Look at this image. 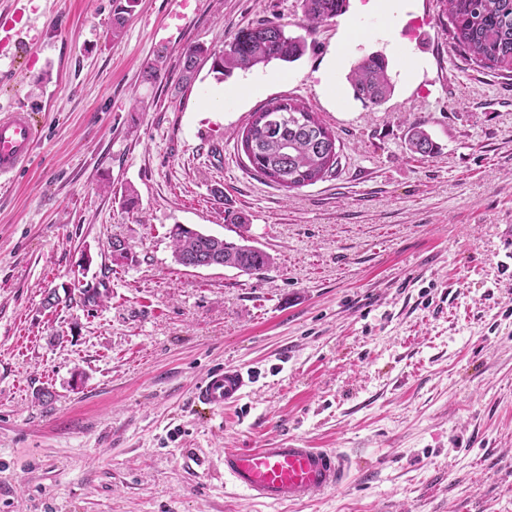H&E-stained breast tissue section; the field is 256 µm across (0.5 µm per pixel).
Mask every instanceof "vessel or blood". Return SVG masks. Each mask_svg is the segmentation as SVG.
<instances>
[{
    "label": "vessel or blood",
    "instance_id": "b4317fda",
    "mask_svg": "<svg viewBox=\"0 0 512 512\" xmlns=\"http://www.w3.org/2000/svg\"><path fill=\"white\" fill-rule=\"evenodd\" d=\"M34 142L29 112L18 109L0 119V182L13 178L30 162ZM251 380L248 369L227 365L200 382L195 398L209 410H221L237 404ZM347 468V459L336 451L304 447L295 437L284 447L224 451L225 476L263 503L310 500L340 486Z\"/></svg>",
    "mask_w": 512,
    "mask_h": 512
}]
</instances>
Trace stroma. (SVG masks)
<instances>
[{
	"label": "stroma",
	"mask_w": 512,
	"mask_h": 512,
	"mask_svg": "<svg viewBox=\"0 0 512 512\" xmlns=\"http://www.w3.org/2000/svg\"><path fill=\"white\" fill-rule=\"evenodd\" d=\"M114 6L0 0V113L36 125L31 164L0 184V512H512V70L466 60L440 0H410L400 31L418 72L366 17L332 91L319 75L345 16L311 28L300 0H139L114 38ZM267 21L304 38L298 61L221 79L204 59L185 78L183 49ZM373 53L394 84L379 106L346 80ZM221 87L236 97L204 111ZM283 98L339 152L291 191L241 148L251 113ZM416 122L432 156L408 149ZM230 212L269 269L175 262L172 225L233 240ZM117 239L132 262L114 263ZM227 365L258 373L239 405L197 406ZM292 436L348 456L344 484L262 504L225 477V449Z\"/></svg>",
	"instance_id": "stroma-1"
}]
</instances>
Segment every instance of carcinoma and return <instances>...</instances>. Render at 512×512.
<instances>
[{
    "label": "carcinoma",
    "mask_w": 512,
    "mask_h": 512,
    "mask_svg": "<svg viewBox=\"0 0 512 512\" xmlns=\"http://www.w3.org/2000/svg\"><path fill=\"white\" fill-rule=\"evenodd\" d=\"M450 24V35L456 48L465 52L475 64L489 68L512 69V0H441ZM138 0H124L112 16V35L124 28L125 15L134 11ZM304 22L310 27L321 25L347 9V0H301ZM305 52V42L286 31L285 26L264 22L238 31L224 42V50L211 54L212 70L223 76L236 69L249 70L272 60L294 62ZM208 48L197 43L183 52L182 67L187 74L195 72L198 59ZM355 98L374 105L391 95L393 83L388 61L381 54L360 61L347 77ZM299 119L288 120V127L268 129L263 119L270 106L254 112L247 123L242 145L252 168L275 184L298 189L316 183L338 164L336 135L315 113L297 102L282 100ZM409 150L430 155L435 145L422 123L411 126ZM230 223L241 229L238 240L228 241L193 228L179 225L170 230L175 262L202 263L212 256L223 266L245 274H258L272 264L266 251L251 244L243 229L246 219L235 215Z\"/></svg>",
    "instance_id": "carcinoma-1"
}]
</instances>
